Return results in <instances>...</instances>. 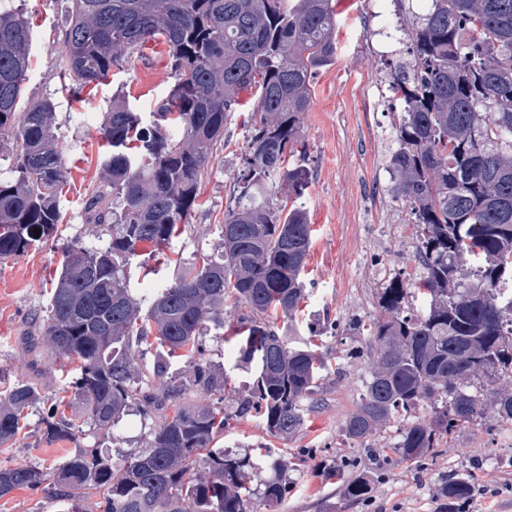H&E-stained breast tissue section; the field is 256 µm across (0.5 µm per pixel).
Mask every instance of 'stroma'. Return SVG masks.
<instances>
[{
    "label": "stroma",
    "mask_w": 512,
    "mask_h": 512,
    "mask_svg": "<svg viewBox=\"0 0 512 512\" xmlns=\"http://www.w3.org/2000/svg\"><path fill=\"white\" fill-rule=\"evenodd\" d=\"M33 30L27 94L51 98L56 104L57 132L65 145L66 186L60 199L64 215L62 241L31 248L25 255L0 259V390L17 379L38 383L45 398L55 399L66 384V367L47 351L33 352L24 343L33 314L47 303L50 283L61 260V245L93 236L82 219V200L98 182L97 161L103 151L101 122L119 94L140 111H151L174 83L168 47L151 41L129 55V63L75 101L61 91L58 61L63 51L59 0H24ZM336 62L319 71L311 88L312 101L302 119L311 179L303 202L314 232L304 280L309 290L305 320L292 328L299 345L323 318L336 320L335 335L321 338L331 358V372L309 407L303 429L287 439L271 436L257 418L234 419L217 447L251 457L252 481L268 479L263 453L287 450L292 466L287 498L258 512H442L437 494L441 476L466 475L473 494L461 512H512V421L495 414L463 424L424 463L394 459L392 447L412 421L429 422L424 405L394 417L359 444L349 440L342 424L359 401L370 376L369 339L353 328L354 321L379 318L376 289L393 274L412 284L417 273L413 243L390 225L404 223L407 209L388 191L385 170L394 137L396 113L387 101L385 80L391 62L407 60V45L385 37L383 24L400 26L403 14L396 0H336ZM251 112H235L224 129L202 178L200 199L188 224L171 242L169 255L192 260L218 251L220 224L233 200L236 174L247 148L245 124ZM138 291L163 286L177 273L163 257L134 258L128 268ZM207 360L223 369L224 408L233 411L254 379L253 370L235 363L231 329L209 327L202 338ZM80 424L76 441L36 445L39 412H30L13 447H0V463L52 468L75 446L101 444L113 459L145 448L160 416L132 411L114 429L113 438L98 439L84 422L79 405L68 409ZM387 459L388 468L375 479L368 499L347 502L335 470L354 466L371 469Z\"/></svg>",
    "instance_id": "35a3bbf8"
}]
</instances>
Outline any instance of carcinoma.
Listing matches in <instances>:
<instances>
[{
	"label": "carcinoma",
	"mask_w": 512,
	"mask_h": 512,
	"mask_svg": "<svg viewBox=\"0 0 512 512\" xmlns=\"http://www.w3.org/2000/svg\"><path fill=\"white\" fill-rule=\"evenodd\" d=\"M15 0H0V138L15 164L0 176V259L60 239L66 179L55 103L25 97L32 27ZM60 70L72 97L106 79L125 54L148 41L168 46L174 84L149 115L124 97L105 113L100 180L86 195V223L105 244L72 242L53 280L44 315L27 346L78 363L70 382L97 434L107 436L134 406L162 413L146 448L112 460L100 448L76 450L51 469L0 464V498L27 488L68 502L72 512L105 490L103 512H255L288 496V457L267 452L273 476L251 484V460L214 447L224 408L186 404L189 389L224 390L206 360L201 330L235 326L237 362L255 380L234 416L257 415L275 437H291L303 401L329 369L312 346H289L269 316L293 317L312 229L301 199L309 184L301 117L314 74L336 62L332 0H62ZM411 60L389 84L402 116L388 168L390 191L408 206L422 259L414 293L426 302L403 314L408 289L393 277L377 292L388 312L357 327L370 337L373 370L346 436L364 442L376 428L421 403L434 417L408 424L396 446L418 462L449 431L486 413L464 383L498 371L512 377V0H427L402 29ZM255 93L247 149L235 178L234 208L220 225V253L179 261L178 274L151 294L130 288L127 268L147 246H170L194 211L205 168L224 138L239 95ZM288 186L287 199L276 188ZM41 229L36 236L33 230ZM155 348L149 368L137 358ZM181 352L189 375L171 372ZM173 414L167 415L168 408ZM31 408L40 440H74L79 425L61 401L18 379L0 398V447L10 448ZM496 415L512 420V392L496 394ZM206 465V475L198 464ZM348 501L371 490L364 473H339ZM464 479L441 482L452 508L471 495Z\"/></svg>",
	"instance_id": "obj_1"
}]
</instances>
